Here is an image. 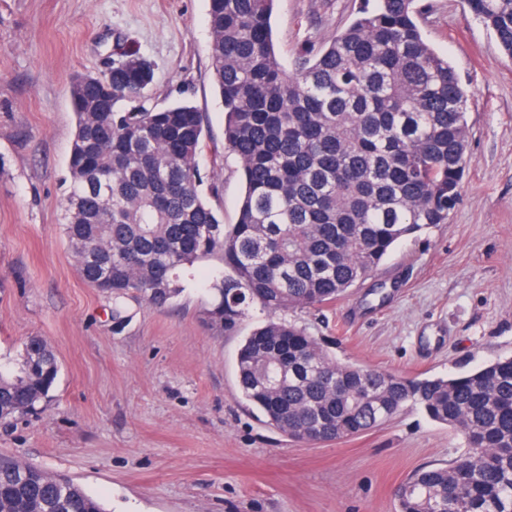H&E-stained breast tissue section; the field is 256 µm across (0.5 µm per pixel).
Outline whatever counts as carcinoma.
<instances>
[{
  "label": "carcinoma",
  "instance_id": "carcinoma-1",
  "mask_svg": "<svg viewBox=\"0 0 512 512\" xmlns=\"http://www.w3.org/2000/svg\"><path fill=\"white\" fill-rule=\"evenodd\" d=\"M275 0H209L213 78L224 147L245 186L236 222L200 189L202 113L146 107L153 70L135 52L71 90L76 129L62 230L83 279L112 298L164 308L195 264L207 322L236 330L265 314L236 358L241 398L301 442L376 428L411 406L459 432L464 453L415 472L399 512H512V357L448 377H409L336 361L281 317L336 300L400 240L446 224L467 162V95L423 38L420 0H374L332 42L302 51L287 74L275 51ZM512 57V0H464ZM60 371L33 337L0 357V421L40 410ZM0 512H103L77 484L0 458Z\"/></svg>",
  "mask_w": 512,
  "mask_h": 512
}]
</instances>
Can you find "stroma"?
Returning a JSON list of instances; mask_svg holds the SVG:
<instances>
[{"label": "stroma", "instance_id": "1", "mask_svg": "<svg viewBox=\"0 0 512 512\" xmlns=\"http://www.w3.org/2000/svg\"><path fill=\"white\" fill-rule=\"evenodd\" d=\"M426 41L469 94L462 196L447 223L400 241L336 302L289 313L338 361L445 376L512 356V58L463 0H421ZM366 0H277L276 50L292 65ZM208 0H0V355L41 337L60 374L42 411L0 422V455L72 480L106 512H398L416 470L448 464L462 436L418 409L340 441H292L243 405L234 334L204 320L206 287L171 307L112 302L84 281L61 226L74 132L71 79L120 52L151 62L148 106L187 102L208 126L204 183L225 223L244 183L224 147L211 75Z\"/></svg>", "mask_w": 512, "mask_h": 512}]
</instances>
